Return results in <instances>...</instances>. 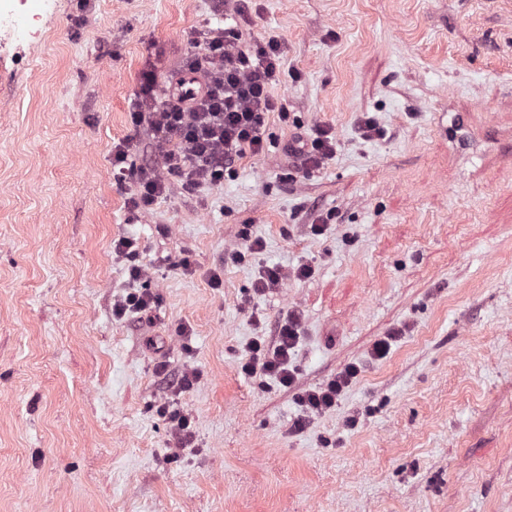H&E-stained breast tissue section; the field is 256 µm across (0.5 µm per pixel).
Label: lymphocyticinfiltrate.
<instances>
[{
	"instance_id": "obj_1",
	"label": "lymphocytic infiltrate",
	"mask_w": 512,
	"mask_h": 512,
	"mask_svg": "<svg viewBox=\"0 0 512 512\" xmlns=\"http://www.w3.org/2000/svg\"><path fill=\"white\" fill-rule=\"evenodd\" d=\"M190 68L204 74L206 89L189 102L157 90L154 72L142 75L132 121L145 129L160 153L161 165L157 168L131 165L129 143L114 146L112 166L117 180L129 176L136 180L137 191L130 198L132 208L152 205L175 187L193 194L223 184L240 159L264 152L263 127L267 115L275 112L281 120L289 118L284 104L278 103L271 93L282 73V47L277 38L245 50L227 38L223 30H211ZM287 151L295 167L310 170L331 158L335 147L330 132L319 129L312 135L296 137ZM114 251L129 260V280L134 284L126 296L114 303V315L122 318L148 313L156 297L139 285L144 271L135 262L139 254L137 239L119 238ZM300 335L301 317L298 312H289L280 326L276 344L258 339L250 342L244 372L275 379L285 387L292 386L295 371L290 366L291 353ZM359 373L358 365H347L325 385L300 393L297 397L300 413L292 425L293 431H304L314 417L336 407Z\"/></svg>"
}]
</instances>
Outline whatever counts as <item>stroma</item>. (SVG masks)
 Listing matches in <instances>:
<instances>
[{
	"mask_svg": "<svg viewBox=\"0 0 512 512\" xmlns=\"http://www.w3.org/2000/svg\"><path fill=\"white\" fill-rule=\"evenodd\" d=\"M76 2L0 38V512H512V0ZM217 28L281 41L291 120L270 113L268 150L221 186L132 210L112 148L159 160L130 119L141 75L183 71ZM318 127L333 158L289 169ZM122 237L144 318L112 312ZM266 264L285 279L260 294ZM292 310L295 385L245 375ZM350 363L336 408L291 432L298 394ZM170 424L179 448H191L194 443V431L191 428V418L183 410L172 404H164L158 409Z\"/></svg>",
	"mask_w": 512,
	"mask_h": 512,
	"instance_id": "1",
	"label": "stroma"
}]
</instances>
